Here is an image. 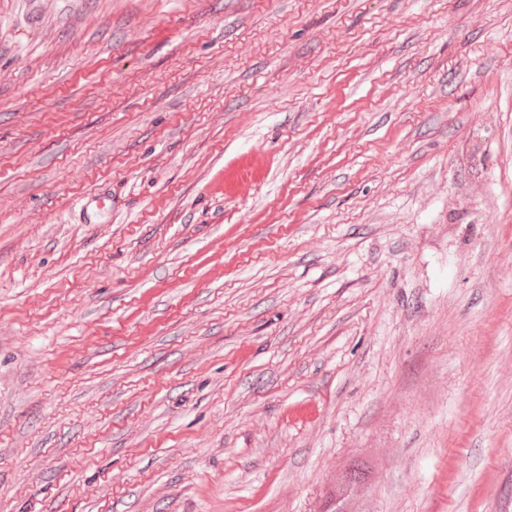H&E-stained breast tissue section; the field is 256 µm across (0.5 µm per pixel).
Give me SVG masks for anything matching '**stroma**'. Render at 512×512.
Returning a JSON list of instances; mask_svg holds the SVG:
<instances>
[{"label": "stroma", "mask_w": 512, "mask_h": 512, "mask_svg": "<svg viewBox=\"0 0 512 512\" xmlns=\"http://www.w3.org/2000/svg\"><path fill=\"white\" fill-rule=\"evenodd\" d=\"M509 265L512 0H0V512H512ZM373 474L369 460L355 457L348 460L334 487L326 494L327 512H365L364 503L358 497L362 488L369 484Z\"/></svg>", "instance_id": "obj_1"}]
</instances>
